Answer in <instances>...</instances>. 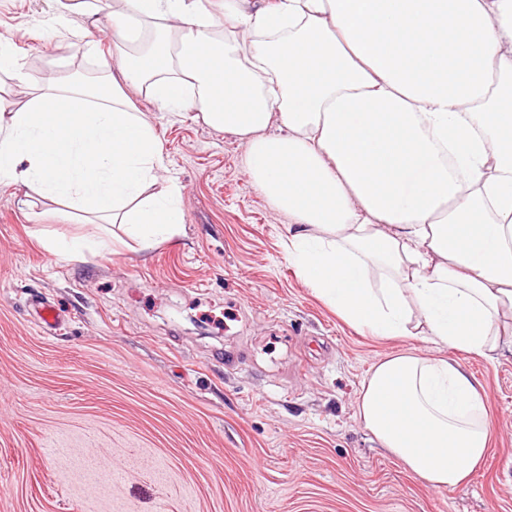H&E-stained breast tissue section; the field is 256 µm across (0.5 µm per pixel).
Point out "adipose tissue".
Segmentation results:
<instances>
[{"instance_id": "adipose-tissue-1", "label": "adipose tissue", "mask_w": 512, "mask_h": 512, "mask_svg": "<svg viewBox=\"0 0 512 512\" xmlns=\"http://www.w3.org/2000/svg\"><path fill=\"white\" fill-rule=\"evenodd\" d=\"M90 0L72 36L111 30L118 70L0 100V184L121 225L179 235L176 180L122 83L246 141L290 223L289 262L353 327L495 361L512 348V0ZM358 414L431 487L458 489L494 435L450 357L380 358Z\"/></svg>"}]
</instances>
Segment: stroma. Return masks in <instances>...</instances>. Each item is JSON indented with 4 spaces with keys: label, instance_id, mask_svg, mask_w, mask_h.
<instances>
[{
    "label": "stroma",
    "instance_id": "1",
    "mask_svg": "<svg viewBox=\"0 0 512 512\" xmlns=\"http://www.w3.org/2000/svg\"><path fill=\"white\" fill-rule=\"evenodd\" d=\"M80 2L0 0V43L29 75L0 72L1 98L118 66L111 38L90 57L74 44ZM125 94L156 127L183 230L128 247L115 225L114 248L53 254L38 235L91 223L46 201L33 222L0 184V512H512V353L492 366L458 354L495 440L466 487H430L357 415L374 361L410 340L357 332L301 281L245 142Z\"/></svg>",
    "mask_w": 512,
    "mask_h": 512
}]
</instances>
